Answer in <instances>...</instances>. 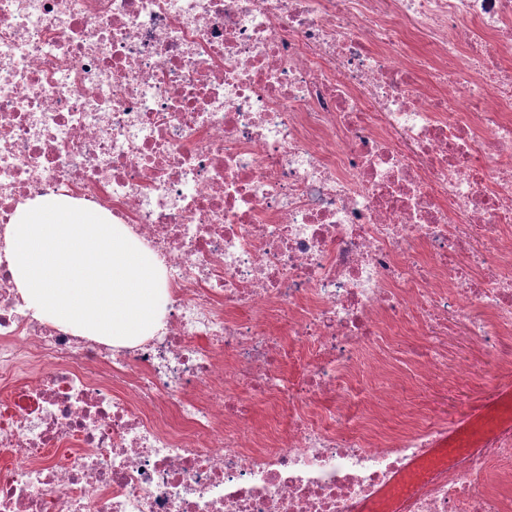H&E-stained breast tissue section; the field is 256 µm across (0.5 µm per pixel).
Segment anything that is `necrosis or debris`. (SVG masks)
Masks as SVG:
<instances>
[{"instance_id":"1","label":"necrosis or debris","mask_w":512,"mask_h":512,"mask_svg":"<svg viewBox=\"0 0 512 512\" xmlns=\"http://www.w3.org/2000/svg\"><path fill=\"white\" fill-rule=\"evenodd\" d=\"M45 196L159 258L153 336L34 318ZM461 325L512 381V0H0V512H512V427L405 404Z\"/></svg>"}]
</instances>
